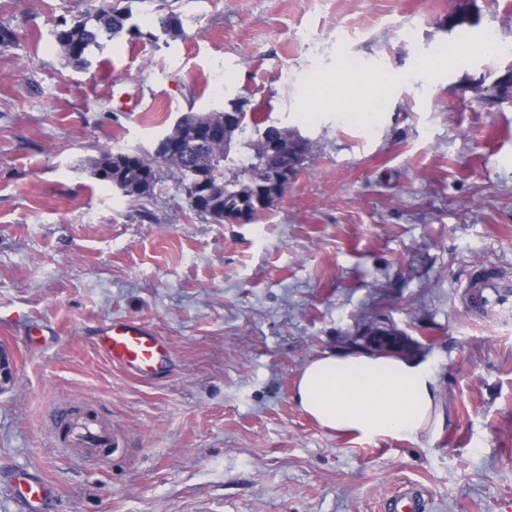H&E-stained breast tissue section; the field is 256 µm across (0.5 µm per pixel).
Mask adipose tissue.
Wrapping results in <instances>:
<instances>
[{"label": "adipose tissue", "mask_w": 512, "mask_h": 512, "mask_svg": "<svg viewBox=\"0 0 512 512\" xmlns=\"http://www.w3.org/2000/svg\"><path fill=\"white\" fill-rule=\"evenodd\" d=\"M293 399L321 428L365 440H431L446 423L433 368L411 356L323 352L303 368Z\"/></svg>", "instance_id": "adipose-tissue-1"}]
</instances>
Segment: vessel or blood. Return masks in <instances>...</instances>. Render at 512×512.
Segmentation results:
<instances>
[{"label":"vessel or blood","mask_w":512,"mask_h":512,"mask_svg":"<svg viewBox=\"0 0 512 512\" xmlns=\"http://www.w3.org/2000/svg\"><path fill=\"white\" fill-rule=\"evenodd\" d=\"M466 310L475 315L495 314L512 317V278L492 272H480L467 285ZM98 351L116 368L142 381L155 379L167 371L172 354L167 341L145 322L120 318L107 322L98 330ZM53 430L75 447L96 453L110 447L111 427L99 418H79L70 406H56L50 416ZM14 483L24 512H39L53 494L44 480L22 472Z\"/></svg>","instance_id":"b4317fda"}]
</instances>
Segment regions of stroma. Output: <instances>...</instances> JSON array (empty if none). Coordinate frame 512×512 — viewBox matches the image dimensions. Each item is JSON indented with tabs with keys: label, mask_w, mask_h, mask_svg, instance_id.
Returning a JSON list of instances; mask_svg holds the SVG:
<instances>
[{
	"label": "stroma",
	"mask_w": 512,
	"mask_h": 512,
	"mask_svg": "<svg viewBox=\"0 0 512 512\" xmlns=\"http://www.w3.org/2000/svg\"><path fill=\"white\" fill-rule=\"evenodd\" d=\"M476 4L452 29L457 0H176L182 34L153 41L157 4L134 0L141 37L101 38L78 68L51 32L88 0H0L18 38L0 47V512L19 470L53 487L44 512H387L405 485L426 512H512V319L464 306L477 271L512 277V100L487 93L512 66V0ZM340 71L391 72L371 116L312 110ZM232 99L314 142L252 223L197 215L169 177L137 199L93 175L103 147L153 152ZM129 317L168 341V373L95 349ZM371 321L435 370L434 440L337 436L293 400L304 365ZM58 403L95 411L111 451L58 447Z\"/></svg>",
	"instance_id": "35a3bbf8"
}]
</instances>
